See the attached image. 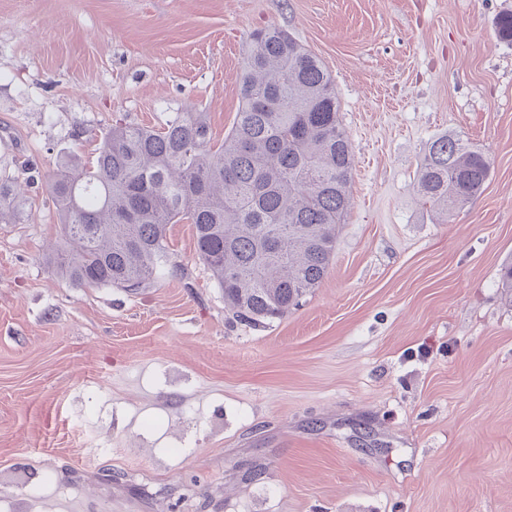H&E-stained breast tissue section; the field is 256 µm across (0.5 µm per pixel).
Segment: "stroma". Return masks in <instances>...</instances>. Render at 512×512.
I'll return each instance as SVG.
<instances>
[{
	"instance_id": "obj_1",
	"label": "stroma",
	"mask_w": 512,
	"mask_h": 512,
	"mask_svg": "<svg viewBox=\"0 0 512 512\" xmlns=\"http://www.w3.org/2000/svg\"><path fill=\"white\" fill-rule=\"evenodd\" d=\"M512 0H0L5 512H512ZM331 73L351 205L297 309L233 320L172 224L140 293L60 279L47 178L115 122L202 112L222 141L253 32ZM451 133L491 164L448 221L414 191ZM200 482L192 496L182 491ZM26 215L25 201L15 191L11 179H0V223L17 224Z\"/></svg>"
}]
</instances>
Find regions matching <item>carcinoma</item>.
<instances>
[{
    "instance_id": "carcinoma-1",
    "label": "carcinoma",
    "mask_w": 512,
    "mask_h": 512,
    "mask_svg": "<svg viewBox=\"0 0 512 512\" xmlns=\"http://www.w3.org/2000/svg\"><path fill=\"white\" fill-rule=\"evenodd\" d=\"M240 95L220 144L202 112H179L158 130L115 124L92 165L69 159L49 177L59 218L51 254L63 279L135 294L171 273L166 227L186 223L241 322L281 318L319 287L353 167L332 76L291 35L270 28L247 47ZM489 176L480 149L443 134L427 147L416 191L447 218ZM25 215L14 182L1 178L0 223Z\"/></svg>"
}]
</instances>
